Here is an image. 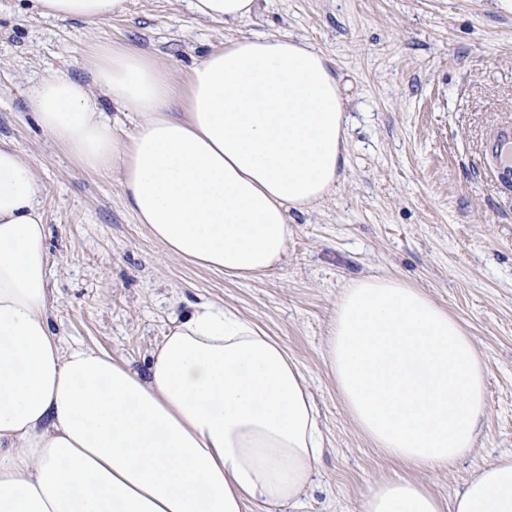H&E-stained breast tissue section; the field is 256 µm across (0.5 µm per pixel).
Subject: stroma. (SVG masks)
<instances>
[{"mask_svg":"<svg viewBox=\"0 0 512 512\" xmlns=\"http://www.w3.org/2000/svg\"><path fill=\"white\" fill-rule=\"evenodd\" d=\"M286 35L331 61L346 101L349 164L303 214L284 263L239 281L166 255L126 206L118 171L91 173L37 125L29 87L60 71L84 84L95 42L134 47L182 86L224 39ZM512 121V16L492 0H259L234 24L184 0H126L94 24L33 16L0 0V139L46 187L50 326L63 343L147 373L173 317L205 301L264 325L302 366L329 444L309 512H359L371 481L402 475L451 498L479 468L512 454V189L482 165L486 141ZM389 275L421 288L483 354L486 416L476 448L451 470L389 462L356 429L323 352L336 299Z\"/></svg>","mask_w":512,"mask_h":512,"instance_id":"35a3bbf8","label":"stroma"}]
</instances>
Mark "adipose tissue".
I'll return each mask as SVG.
<instances>
[{
  "label": "adipose tissue",
  "mask_w": 512,
  "mask_h": 512,
  "mask_svg": "<svg viewBox=\"0 0 512 512\" xmlns=\"http://www.w3.org/2000/svg\"><path fill=\"white\" fill-rule=\"evenodd\" d=\"M227 24L258 0H186ZM126 0H21L90 23ZM93 85L53 73L29 106L84 169H118L126 205L169 255L250 281L278 267L290 212L348 165V117L330 60L288 37L225 39L177 92L143 51L96 43ZM137 118L120 135L92 89ZM45 187L0 142V512H305L326 451L307 377L251 318L207 302L172 320L148 374L49 322ZM323 362L348 416L395 463L447 471L485 417L482 354L423 290L391 276L338 297ZM360 512H512V455L449 501L410 478L374 481Z\"/></svg>",
  "instance_id": "obj_1"
}]
</instances>
